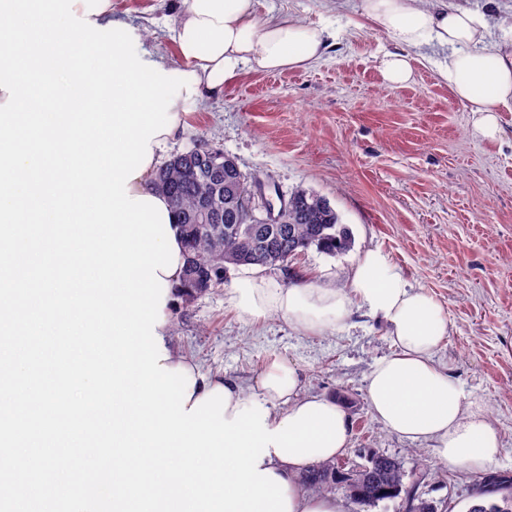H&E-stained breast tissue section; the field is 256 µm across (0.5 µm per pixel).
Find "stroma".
<instances>
[{
    "label": "stroma",
    "mask_w": 512,
    "mask_h": 512,
    "mask_svg": "<svg viewBox=\"0 0 512 512\" xmlns=\"http://www.w3.org/2000/svg\"><path fill=\"white\" fill-rule=\"evenodd\" d=\"M260 19L286 16L327 28L334 39L307 68L243 72L217 99H180L182 127L163 158L200 138L234 156L247 176L283 194L311 190L326 198L352 233L347 252L308 250L290 272L346 286L357 259L381 251L448 320L436 364L458 382L468 409L482 410L501 446L489 469L512 475V112L489 140L474 115L438 75L446 53L414 52L415 80L387 85L382 56L395 44L364 21L358 0H257ZM182 0H119L135 28L137 53L177 63L175 26ZM227 285L179 307L168 347L245 394L274 358L293 364L306 395L338 399L352 424L346 458H398L406 473L427 468L421 499L440 512H467L478 474L442 465L432 443L411 441L378 423L367 380L393 348L383 325L355 310L350 326L311 336L281 315L237 316Z\"/></svg>",
    "instance_id": "1"
}]
</instances>
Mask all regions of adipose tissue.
Here are the masks:
<instances>
[{"label":"adipose tissue","mask_w":512,"mask_h":512,"mask_svg":"<svg viewBox=\"0 0 512 512\" xmlns=\"http://www.w3.org/2000/svg\"><path fill=\"white\" fill-rule=\"evenodd\" d=\"M361 14L397 46L380 62L384 81L394 87L412 82L415 70L409 50L427 46L447 49L439 75L451 95L470 104L473 127L486 139L499 132L498 112L512 111V41L490 43L483 14L455 0H361ZM326 28L283 17L259 21L255 0H182L175 29L179 71L196 75L199 98H218L243 67L270 72L298 69L318 60L328 45ZM230 300L239 315L259 319L278 313L308 335L343 326L354 307L381 323L393 353L373 368L367 389L376 420L413 441L433 442L445 465L482 469L498 454L499 434L485 416L466 411L462 392L451 374L439 368L434 354L448 334V321L434 297L411 289L379 251L365 252L346 287L306 281L283 286L254 272L232 283ZM168 368L182 367L195 379L190 392L201 399L216 387L229 392L225 419L259 400L267 409L266 427L276 429L306 404L341 405L323 395L302 394L297 371L276 359L257 379L258 398H251L222 374L203 371L192 359L171 354ZM307 460L286 461L276 453L264 456L262 469L288 485L291 512H341L335 498L306 491L298 476Z\"/></svg>","instance_id":"1"}]
</instances>
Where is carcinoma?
I'll return each instance as SVG.
<instances>
[{
    "mask_svg": "<svg viewBox=\"0 0 512 512\" xmlns=\"http://www.w3.org/2000/svg\"><path fill=\"white\" fill-rule=\"evenodd\" d=\"M154 185L168 196L181 226L187 259L183 302L187 305L208 288L224 285L231 266L286 270L295 256L310 248L336 255L352 246L351 232L340 223L332 206L306 189L294 191L288 200L287 231L279 236L266 234L263 224L199 223L196 216L206 205L227 215L238 211L239 202L252 193V182L236 170L228 173L224 151L204 139L165 162L155 174ZM403 478L402 463L384 455L371 464L369 477L357 482L340 472L338 459L310 466L301 482L307 491L317 494L329 493L342 484L352 500L372 505L394 498Z\"/></svg>",
    "mask_w": 512,
    "mask_h": 512,
    "instance_id": "cac0c4a2",
    "label": "carcinoma"
}]
</instances>
